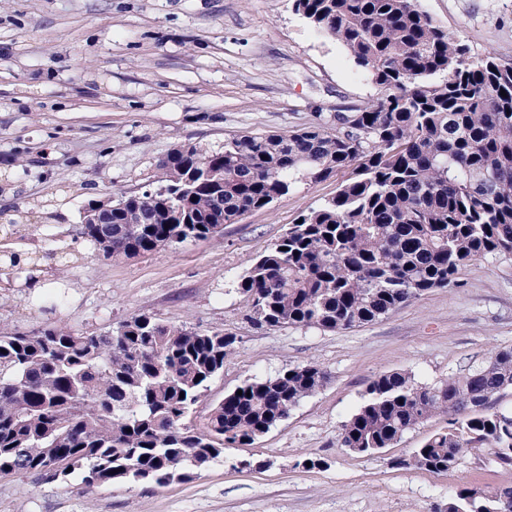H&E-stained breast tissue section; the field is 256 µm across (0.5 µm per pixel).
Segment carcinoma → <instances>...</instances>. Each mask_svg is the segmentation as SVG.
Returning a JSON list of instances; mask_svg holds the SVG:
<instances>
[{"label": "carcinoma", "mask_w": 512, "mask_h": 512, "mask_svg": "<svg viewBox=\"0 0 512 512\" xmlns=\"http://www.w3.org/2000/svg\"><path fill=\"white\" fill-rule=\"evenodd\" d=\"M321 35L339 41L379 88L334 121L288 133L234 136L209 153L161 158L167 194L112 202V223L80 235L107 259L152 254L211 235L286 195L300 179L351 170L336 195L301 216L238 284L247 318L267 327L346 330L386 317L436 288L458 284L470 262L512 253V62L476 57L419 0H294ZM506 96H501L500 91ZM22 216L0 232L24 238ZM4 264L40 274L34 259ZM235 338L169 326L142 313L103 334L64 327L23 334L0 327V474L49 478L76 471L88 488L121 481L167 486L248 445L288 418L326 379L316 363L251 380L224 397L207 431L187 419L224 370ZM512 389V349L461 376L419 384L389 372L368 385L339 444L372 455L429 417L451 416L403 466L435 473L474 450L512 469V414L491 398ZM448 512H512V487H463Z\"/></svg>", "instance_id": "1"}]
</instances>
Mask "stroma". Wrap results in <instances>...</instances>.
<instances>
[{"label": "stroma", "mask_w": 512, "mask_h": 512, "mask_svg": "<svg viewBox=\"0 0 512 512\" xmlns=\"http://www.w3.org/2000/svg\"><path fill=\"white\" fill-rule=\"evenodd\" d=\"M472 54L512 62V0H421ZM345 47L320 35L294 0H0V211L29 209L33 233H0V250L61 266L53 285L0 287V324L21 333L64 325L101 333L146 313L234 336V351L190 417L244 381L308 361L328 374L287 420L190 481L85 488L79 475L0 477V512H441L459 488L512 486L489 450L435 474L402 467L444 430L436 415L372 455L340 448L343 424L378 375L433 383L512 348V255L474 261L377 322L329 332L259 328L236 288L264 253L340 182H298L221 234L145 256L104 259L77 241L78 262L52 259L40 206L79 229L89 200L143 191L171 149L221 148L234 134L296 130L376 97ZM316 467L304 466L305 458Z\"/></svg>", "instance_id": "obj_1"}]
</instances>
